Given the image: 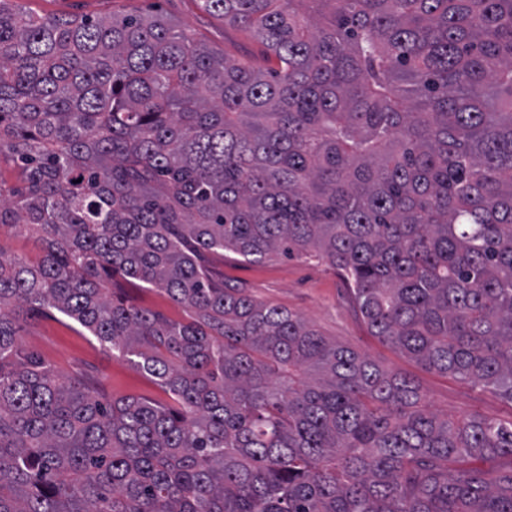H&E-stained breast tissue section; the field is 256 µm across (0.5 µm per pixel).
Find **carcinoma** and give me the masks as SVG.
Here are the masks:
<instances>
[{
  "instance_id": "carcinoma-1",
  "label": "carcinoma",
  "mask_w": 512,
  "mask_h": 512,
  "mask_svg": "<svg viewBox=\"0 0 512 512\" xmlns=\"http://www.w3.org/2000/svg\"><path fill=\"white\" fill-rule=\"evenodd\" d=\"M264 70L161 16L0 0V512H512V423L215 279L208 253L333 266L378 337L512 400V0H199ZM118 272L189 311L112 292ZM53 308L177 401L26 351ZM1 243L9 254L22 255L30 261H36L40 255V249L32 238L10 233H3Z\"/></svg>"
}]
</instances>
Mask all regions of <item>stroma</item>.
I'll list each match as a JSON object with an SVG mask.
<instances>
[{
    "label": "stroma",
    "mask_w": 512,
    "mask_h": 512,
    "mask_svg": "<svg viewBox=\"0 0 512 512\" xmlns=\"http://www.w3.org/2000/svg\"><path fill=\"white\" fill-rule=\"evenodd\" d=\"M35 17H122L161 14L179 30L229 58L257 65L264 46L248 31L225 25L200 8L197 0H15ZM210 266L225 282L241 285L258 301L279 306L309 320L325 337L370 357L382 368L406 375L419 386L429 408L440 416L463 419L474 414L508 423L512 401L489 387L427 371L411 358L372 336L357 313L347 283L328 263L315 258L273 257L249 262L232 253L211 258ZM112 286L127 303L171 320L186 317L184 308L167 295L141 283L114 276ZM21 340L27 350L69 377L84 378L98 391L114 397L137 396L170 404V396L126 358L100 344L73 319L48 309L21 311Z\"/></svg>",
    "instance_id": "1"
}]
</instances>
